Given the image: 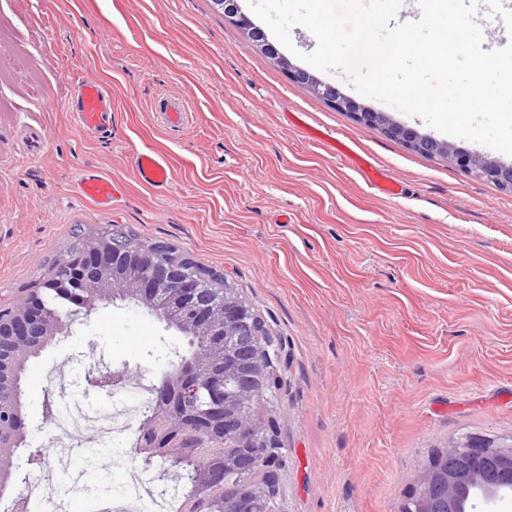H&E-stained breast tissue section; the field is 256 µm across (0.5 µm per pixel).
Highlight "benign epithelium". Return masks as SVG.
Returning a JSON list of instances; mask_svg holds the SVG:
<instances>
[{"instance_id":"benign-epithelium-1","label":"benign epithelium","mask_w":512,"mask_h":512,"mask_svg":"<svg viewBox=\"0 0 512 512\" xmlns=\"http://www.w3.org/2000/svg\"><path fill=\"white\" fill-rule=\"evenodd\" d=\"M224 10V20L236 22L249 42L261 53L280 63L293 78L309 85L317 94L323 92L322 84L304 71L292 69L288 60L254 30L252 22L240 12L238 0H216ZM334 104L351 113L358 122L382 127L390 136L409 145L417 144L415 130L407 128L383 113L376 112L353 98L338 92ZM429 152L441 155L448 161L479 178L512 189V166L479 154L464 153L443 141L430 140L425 144ZM81 260L90 275L78 283L93 285L102 296L109 298L116 287L123 296L139 303L153 297L161 287H171L192 302L185 311V323L199 336H218L224 343V334H235L249 324L251 314L239 300L222 296L218 304L206 305L197 301L200 279L189 271L188 258L179 253L166 255L156 247H145L135 252L108 242H102L87 251ZM59 337L56 321L44 312L36 293L30 291L10 306L0 307V395L11 390L19 370ZM124 370L97 372L90 369L85 381L94 388L116 384L122 380ZM238 378L237 399H250L268 378V369L260 357L248 361L246 372H239L237 357L224 358L223 366L210 369L201 362H186L180 367V377L185 389L180 391L176 409L169 416L160 415L153 429H166L163 451L176 458L212 456L218 462L206 477L210 494L224 495V449L199 448L194 439L199 432L225 441L232 437L235 447L246 453L255 463L260 491L258 498L276 504L282 501L281 472L285 466L282 449L276 447V428L266 427L258 434L251 421L244 417H229V401L225 396L224 380ZM202 384L207 389L208 402L204 417H197L191 409L188 396ZM27 436L23 412L0 410V485L13 467V458L21 441ZM439 455L447 462L439 470L437 461L423 469L418 476L415 491L418 495L416 512H430L428 492L437 481H442L448 494V512H473L475 502L481 501L486 512H504L512 504V444L499 443L491 438L471 436L457 439L440 449Z\"/></svg>"}]
</instances>
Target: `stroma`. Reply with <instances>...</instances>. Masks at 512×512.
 <instances>
[{"label": "stroma", "mask_w": 512, "mask_h": 512, "mask_svg": "<svg viewBox=\"0 0 512 512\" xmlns=\"http://www.w3.org/2000/svg\"><path fill=\"white\" fill-rule=\"evenodd\" d=\"M84 79L112 95L94 135L63 107ZM164 94L190 106L179 130L160 121ZM333 138L402 195L368 185ZM148 151L169 164L163 186L136 177ZM88 169L120 183L111 210L79 194ZM77 224L126 226L224 273L285 343V512H401L433 449L512 436V192L332 109L212 0H0V304ZM71 329L28 364L42 383L27 390L13 493L82 467L53 456L30 471L47 394L93 365L151 388L185 345L119 300Z\"/></svg>", "instance_id": "stroma-1"}]
</instances>
